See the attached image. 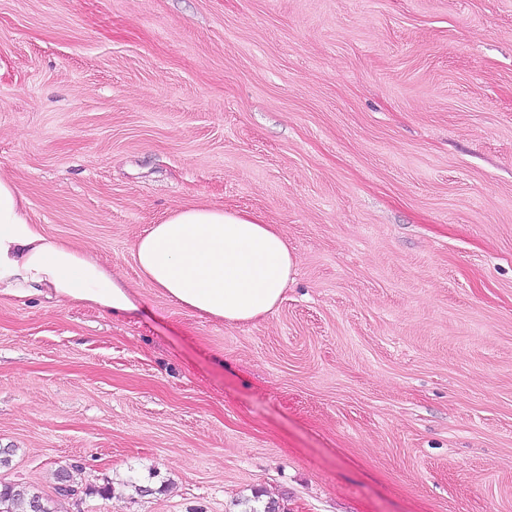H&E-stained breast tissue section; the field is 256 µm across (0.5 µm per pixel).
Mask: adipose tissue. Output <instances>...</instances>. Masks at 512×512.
<instances>
[{
	"instance_id": "obj_1",
	"label": "adipose tissue",
	"mask_w": 512,
	"mask_h": 512,
	"mask_svg": "<svg viewBox=\"0 0 512 512\" xmlns=\"http://www.w3.org/2000/svg\"><path fill=\"white\" fill-rule=\"evenodd\" d=\"M16 184L0 177V294L43 296L115 315L136 312L129 285L85 249L48 237ZM132 260L170 302L227 323L272 312L296 272L284 236L259 217L179 207L136 241Z\"/></svg>"
}]
</instances>
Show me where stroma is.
<instances>
[{
	"label": "stroma",
	"instance_id": "1",
	"mask_svg": "<svg viewBox=\"0 0 512 512\" xmlns=\"http://www.w3.org/2000/svg\"><path fill=\"white\" fill-rule=\"evenodd\" d=\"M0 176L139 305L0 295V482L512 512V0H0ZM199 204L285 236L273 312L143 281L133 243Z\"/></svg>",
	"mask_w": 512,
	"mask_h": 512
}]
</instances>
